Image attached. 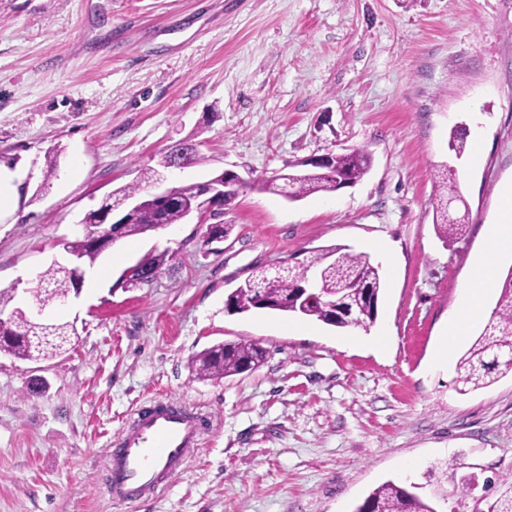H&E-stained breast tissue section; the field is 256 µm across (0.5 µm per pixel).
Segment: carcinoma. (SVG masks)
Masks as SVG:
<instances>
[{
  "mask_svg": "<svg viewBox=\"0 0 512 512\" xmlns=\"http://www.w3.org/2000/svg\"><path fill=\"white\" fill-rule=\"evenodd\" d=\"M204 157L191 142L176 145L159 161V167L146 168L139 181L113 190L108 202L119 205L129 199L143 197V186H153L160 173L175 164H200ZM371 154L354 149L332 156V170L345 174L353 183L360 181L370 170ZM257 186L276 193L288 194L291 201L301 200L317 192H333L336 182L317 169L293 171L288 181L269 177L257 181ZM211 198L203 183L178 186L176 200L168 204L144 203L127 216L120 237L141 235L158 226L180 224L190 209L206 210ZM434 224L446 241L465 236V220L448 218V195L440 194L433 205ZM68 250L83 257L86 264L98 258L84 236L68 240ZM162 252L142 260L137 276L131 284L148 285L153 282L169 261ZM383 283L379 265L365 253H352L335 245L315 248L302 261V270L293 274L279 267L274 274L266 271L245 282L226 300L230 313H244L252 309H268L313 318L338 328H369L377 315V303ZM77 288L73 275L63 266L52 263L40 273L36 288V302L46 307ZM4 322L7 333L0 334V351H6L20 360L49 359L62 348V343L76 335L69 323L34 322L29 312L13 309ZM266 358L265 350L256 342L240 339L213 345L196 354L191 365L202 379H223L258 368ZM512 374V268L508 270L501 294L486 318V323L457 365L456 384L465 394L486 388L497 376ZM354 512H436L417 495L392 481L374 489Z\"/></svg>",
  "mask_w": 512,
  "mask_h": 512,
  "instance_id": "1",
  "label": "carcinoma"
}]
</instances>
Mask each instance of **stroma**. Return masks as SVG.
Returning a JSON list of instances; mask_svg holds the SVG:
<instances>
[{
    "mask_svg": "<svg viewBox=\"0 0 512 512\" xmlns=\"http://www.w3.org/2000/svg\"><path fill=\"white\" fill-rule=\"evenodd\" d=\"M185 140L204 161L176 183H249L220 250L192 221L123 238L78 298L47 306L75 325L70 344L38 362L0 354V512H355L388 481L436 512H488L512 490V374L462 395L435 355L512 182V0H0V162L21 175L0 289L14 306L56 240ZM353 148L373 157L353 186L299 201L251 187ZM443 164L464 198L450 215L469 219L448 242L433 224ZM331 245L381 266L370 330L227 312L258 270ZM163 251L151 284L122 282ZM242 338L266 349L260 367L194 377V355ZM166 401L208 431L161 492L112 502L109 449Z\"/></svg>",
    "mask_w": 512,
    "mask_h": 512,
    "instance_id": "stroma-1",
    "label": "stroma"
}]
</instances>
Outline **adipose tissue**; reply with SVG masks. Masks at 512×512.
Instances as JSON below:
<instances>
[{"mask_svg": "<svg viewBox=\"0 0 512 512\" xmlns=\"http://www.w3.org/2000/svg\"><path fill=\"white\" fill-rule=\"evenodd\" d=\"M504 253L512 254V184L503 188L499 217L489 224L485 248L472 266L458 304L448 315L447 330L437 353L438 359L449 360L454 347L465 345L470 322L480 314L478 299L498 286L496 259Z\"/></svg>", "mask_w": 512, "mask_h": 512, "instance_id": "ef3b65f1", "label": "adipose tissue"}]
</instances>
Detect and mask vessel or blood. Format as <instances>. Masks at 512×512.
<instances>
[{"label": "vessel or blood", "mask_w": 512, "mask_h": 512, "mask_svg": "<svg viewBox=\"0 0 512 512\" xmlns=\"http://www.w3.org/2000/svg\"><path fill=\"white\" fill-rule=\"evenodd\" d=\"M204 419L173 404L139 413L108 458L114 498L132 500L175 475L197 445Z\"/></svg>", "instance_id": "vessel-or-blood-1"}]
</instances>
